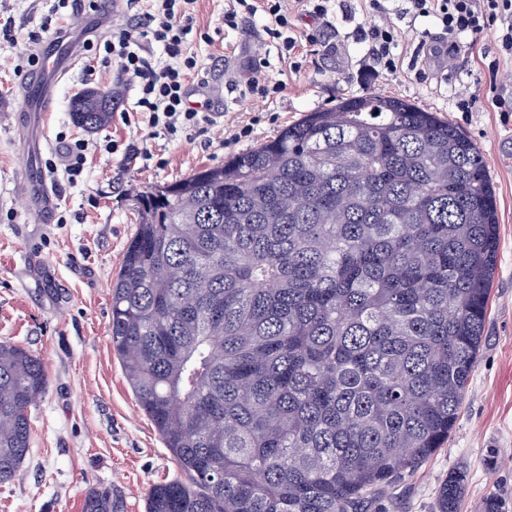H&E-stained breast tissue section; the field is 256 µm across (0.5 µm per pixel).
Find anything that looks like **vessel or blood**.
Returning a JSON list of instances; mask_svg holds the SVG:
<instances>
[{
    "mask_svg": "<svg viewBox=\"0 0 512 512\" xmlns=\"http://www.w3.org/2000/svg\"><path fill=\"white\" fill-rule=\"evenodd\" d=\"M85 31L80 27H70L66 37L53 46L40 50L38 55L39 79L27 82L23 102L31 106L42 105L52 93L57 81L67 76L71 69V56L75 44L82 41ZM22 193L29 210L44 213L51 209L53 198L45 182L24 180Z\"/></svg>",
    "mask_w": 512,
    "mask_h": 512,
    "instance_id": "obj_1",
    "label": "vessel or blood"
}]
</instances>
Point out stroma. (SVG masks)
<instances>
[{
  "mask_svg": "<svg viewBox=\"0 0 512 512\" xmlns=\"http://www.w3.org/2000/svg\"><path fill=\"white\" fill-rule=\"evenodd\" d=\"M227 0H196L192 39L208 60L203 81L233 88L224 119L208 133L144 140L123 115L135 91H127L110 123L93 131L70 119L80 90H111L118 62L88 76L93 52H80L72 72L54 90L50 111L25 109L26 80L16 73L32 44L29 37L48 14L51 0H0V27L13 43L0 48V341L40 356L49 383L32 408L29 454L20 474L0 483V512H82L88 491L110 486L123 495L127 512H145L148 489L179 477L180 470L128 386L110 342L112 286L137 227L139 191L214 166L273 138L304 113L365 94L398 96L437 112L464 131L481 152L494 184L499 215L498 259L482 344L456 428L446 445L417 471L369 503L367 512H434L438 487L454 469L467 473L462 512H480L497 496L512 512V116L482 105L456 111L453 88L474 84L482 52L496 47V30L482 33L474 52L461 55L449 75L424 78L404 72L378 76L359 28L376 23L361 10L345 12L334 0L327 20L296 11L302 31H319L304 47L301 72L289 69L276 42L252 23L224 26ZM211 43L201 41V33ZM268 62L285 90L266 100L246 91L253 56ZM253 120L249 137L225 144L232 122ZM88 144L85 171L77 182L64 172V141ZM151 150L150 164L124 162L107 152V140ZM54 159L58 171L46 174ZM46 175L56 204L51 213L28 212L16 194L27 177Z\"/></svg>",
  "mask_w": 512,
  "mask_h": 512,
  "instance_id": "obj_1",
  "label": "stroma"
}]
</instances>
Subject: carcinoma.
<instances>
[{
	"mask_svg": "<svg viewBox=\"0 0 512 512\" xmlns=\"http://www.w3.org/2000/svg\"><path fill=\"white\" fill-rule=\"evenodd\" d=\"M112 93L72 121L95 130ZM110 340L182 477L145 512H365L456 426L481 346L497 201L474 142L363 95L136 197ZM41 358L0 342V482L30 449ZM448 473L437 512H461ZM82 512H125L110 487Z\"/></svg>",
	"mask_w": 512,
	"mask_h": 512,
	"instance_id": "obj_1",
	"label": "carcinoma"
}]
</instances>
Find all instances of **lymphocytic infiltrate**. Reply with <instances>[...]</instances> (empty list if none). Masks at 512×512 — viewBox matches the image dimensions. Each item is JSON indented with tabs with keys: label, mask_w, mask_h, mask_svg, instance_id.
Segmentation results:
<instances>
[{
	"label": "lymphocytic infiltrate",
	"mask_w": 512,
	"mask_h": 512,
	"mask_svg": "<svg viewBox=\"0 0 512 512\" xmlns=\"http://www.w3.org/2000/svg\"><path fill=\"white\" fill-rule=\"evenodd\" d=\"M195 0H151L130 28L113 33L103 44L85 39L82 47L91 50L101 46L105 56L118 58L120 70L114 80L116 91L133 89L136 101L133 119H144L145 136L208 131L212 125L205 105H191V80L205 69L198 50L188 42L192 30L190 10ZM224 11L225 28L238 29L243 20L260 19L263 31L281 40L285 51H293L298 40L315 43L314 34L295 37L284 0H228ZM366 9L378 16L377 24L361 29L360 39L368 52L388 74L406 68L423 76L434 58L454 64L461 52L474 48L479 35L489 25L496 26L498 38L494 59L487 65L482 82L474 88L454 91L459 111H472L481 102H490L502 112H512V88L499 76L500 61L512 58V0H406L403 14L432 16L443 35L441 46L417 45L411 58L399 50L402 32L395 28L390 15V0H364Z\"/></svg>",
	"instance_id": "obj_1"
}]
</instances>
